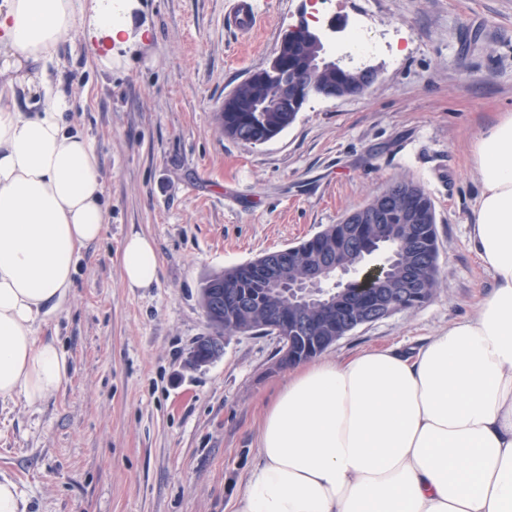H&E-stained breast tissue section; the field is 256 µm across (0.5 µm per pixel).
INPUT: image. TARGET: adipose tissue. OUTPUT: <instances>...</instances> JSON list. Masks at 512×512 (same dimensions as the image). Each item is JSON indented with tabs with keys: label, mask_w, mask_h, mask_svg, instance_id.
<instances>
[{
	"label": "adipose tissue",
	"mask_w": 512,
	"mask_h": 512,
	"mask_svg": "<svg viewBox=\"0 0 512 512\" xmlns=\"http://www.w3.org/2000/svg\"><path fill=\"white\" fill-rule=\"evenodd\" d=\"M132 0H0V401L59 390L67 358L38 328L66 301L82 248L106 224L92 141L66 97L34 75L33 111L14 99L24 63L52 61L81 28L98 64ZM482 189L470 241L496 281L476 316L416 355L370 351L298 368L267 409L260 464L238 512H512V114L474 143ZM127 288L159 279L152 240L123 243Z\"/></svg>",
	"instance_id": "adipose-tissue-1"
}]
</instances>
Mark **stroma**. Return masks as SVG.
Listing matches in <instances>:
<instances>
[{"mask_svg":"<svg viewBox=\"0 0 512 512\" xmlns=\"http://www.w3.org/2000/svg\"><path fill=\"white\" fill-rule=\"evenodd\" d=\"M225 4L135 0L108 70L81 32L57 47L52 76L94 143L108 224L39 330L67 355L62 388L34 407L0 403V480L15 483L22 512H234L260 462L263 408L290 368L274 335L230 337L219 357L192 364L210 331L202 282L312 238L394 180L420 184L434 204L439 287L323 359L413 352L495 286L470 245L481 189L471 152L512 113V0H332L316 22L326 59L352 61L346 26L361 21L385 47L364 59L377 80L355 97H310L261 144L225 136L220 107L311 20V0H266V22L246 39L226 26ZM134 233L159 256V282L145 290L122 279Z\"/></svg>","mask_w":512,"mask_h":512,"instance_id":"1","label":"stroma"}]
</instances>
